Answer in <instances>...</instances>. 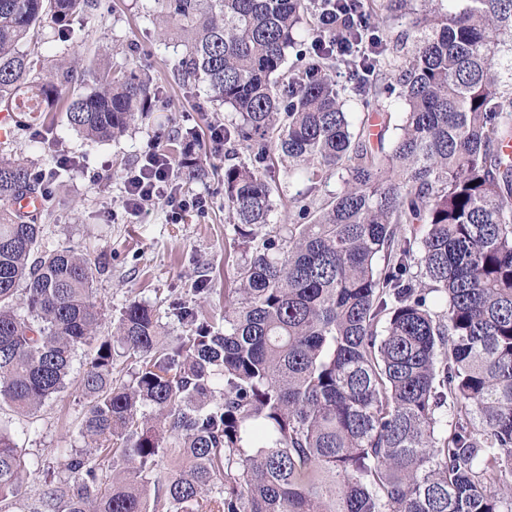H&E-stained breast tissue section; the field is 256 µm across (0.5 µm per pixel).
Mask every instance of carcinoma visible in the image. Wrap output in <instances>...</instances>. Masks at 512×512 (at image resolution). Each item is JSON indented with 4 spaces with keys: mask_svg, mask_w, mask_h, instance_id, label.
I'll use <instances>...</instances> for the list:
<instances>
[{
    "mask_svg": "<svg viewBox=\"0 0 512 512\" xmlns=\"http://www.w3.org/2000/svg\"><path fill=\"white\" fill-rule=\"evenodd\" d=\"M151 2L147 16L183 46L178 80L235 114L224 143L250 163L224 169V208L251 253L224 289V329L177 304L189 333L165 344L132 301L116 340H101L99 259L38 251V218L8 206L40 191L6 150L26 122L0 142V403L34 412L98 342L80 380L95 453L44 470L27 512H512V0H448L443 13L420 0L412 43L379 39L350 61L364 109L389 82L402 88L387 145L392 113L372 143L326 52L285 71L300 24L319 32L315 0ZM412 2L337 0L339 34L356 42L359 17ZM94 6L0 0V112L22 96L97 142L156 111L134 63L44 55V26L65 43ZM172 141L185 184L201 179L194 132ZM275 158L310 185L288 199L296 222L268 231L284 196ZM335 173L342 188L320 199ZM118 357L127 382L113 378ZM29 467L0 429V502Z\"/></svg>",
    "mask_w": 512,
    "mask_h": 512,
    "instance_id": "carcinoma-1",
    "label": "carcinoma"
}]
</instances>
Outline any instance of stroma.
Returning <instances> with one entry per match:
<instances>
[{"instance_id": "obj_1", "label": "stroma", "mask_w": 512, "mask_h": 512, "mask_svg": "<svg viewBox=\"0 0 512 512\" xmlns=\"http://www.w3.org/2000/svg\"><path fill=\"white\" fill-rule=\"evenodd\" d=\"M143 7V0H103L99 9L75 20L67 43L47 41L43 52L52 56L65 49L78 59L99 50L119 63L126 44L138 45L139 63L160 89L157 112L136 121L123 137L106 142L84 140L62 115L51 116L30 126L14 153L46 175L49 195L41 249L70 248L100 259L93 288L105 314L102 334H110L125 305L137 300L155 311L172 343L185 333L170 314L173 303L193 308L213 326L224 324V291L235 285L243 252L224 209V168L248 162L249 156L241 149L215 153L211 128L229 122L233 114L216 109L202 88L175 81L179 55L162 40L157 25L145 19ZM175 129L194 130L200 141L198 156L207 175L185 193L206 197V210L187 213L179 221L162 203L138 217L125 213V173L142 165L153 148L167 149ZM63 154L74 158V165L60 166ZM200 283L205 286L201 292L196 289ZM92 351L89 345L78 349L68 388L46 400L36 414L0 408V426L41 465L40 471L24 476L9 512H20L21 505L37 497L42 468L56 466L66 453L91 450V441L79 433L86 404L78 384Z\"/></svg>"}]
</instances>
